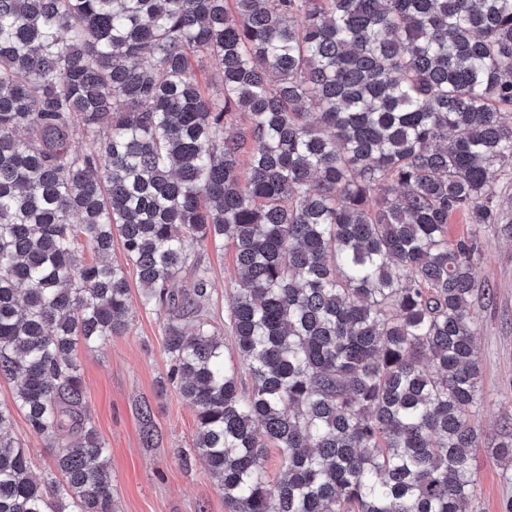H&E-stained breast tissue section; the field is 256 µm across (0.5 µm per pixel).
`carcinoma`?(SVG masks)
<instances>
[{"instance_id": "obj_1", "label": "carcinoma", "mask_w": 512, "mask_h": 512, "mask_svg": "<svg viewBox=\"0 0 512 512\" xmlns=\"http://www.w3.org/2000/svg\"><path fill=\"white\" fill-rule=\"evenodd\" d=\"M506 109L512 0H0V512H115L73 354L128 325L116 236L228 512H472ZM226 240L246 391L197 257ZM13 437L21 443L31 461V472L38 480H43L52 464L56 448H50L49 442L29 429L24 414L15 409L12 421Z\"/></svg>"}]
</instances>
